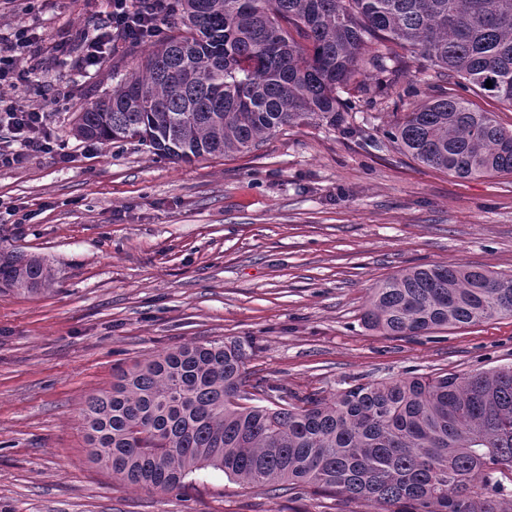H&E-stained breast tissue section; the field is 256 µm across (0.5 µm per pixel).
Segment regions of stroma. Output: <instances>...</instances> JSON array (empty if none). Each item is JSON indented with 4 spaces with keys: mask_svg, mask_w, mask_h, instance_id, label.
<instances>
[{
    "mask_svg": "<svg viewBox=\"0 0 512 512\" xmlns=\"http://www.w3.org/2000/svg\"><path fill=\"white\" fill-rule=\"evenodd\" d=\"M109 9L0 0V23L42 38L23 99L69 93L46 104L52 152L0 169V247L54 272L40 293L0 292V512H375L343 495H272L210 468L172 492L128 485L91 462L86 402L117 368L193 342L253 340L252 379L326 399L355 378L512 364L510 315L418 336L362 320L371 289L410 266L512 275V175L461 179L385 138L409 89L421 102L460 91L410 52L385 92L343 89L346 134L288 127L248 153L190 163L77 138V113L149 49L119 41L96 73L78 72L75 34Z\"/></svg>",
    "mask_w": 512,
    "mask_h": 512,
    "instance_id": "obj_1",
    "label": "stroma"
}]
</instances>
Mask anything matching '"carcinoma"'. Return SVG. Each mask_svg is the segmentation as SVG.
Here are the masks:
<instances>
[{"label":"carcinoma","instance_id":"1","mask_svg":"<svg viewBox=\"0 0 512 512\" xmlns=\"http://www.w3.org/2000/svg\"><path fill=\"white\" fill-rule=\"evenodd\" d=\"M169 34L83 108V139L137 140L191 162L245 153L285 127L345 123L340 89L395 44L464 89L512 105V0H167ZM492 87H486V81ZM459 178L512 175V129L463 96L402 113L385 132ZM46 260L0 247V285L36 293ZM512 316V276L412 267L372 289L362 320L416 336ZM250 344L182 345L121 370L88 398L95 464L168 492L203 468L246 485L342 494L376 512H512V366L355 383L331 400L252 382Z\"/></svg>","mask_w":512,"mask_h":512}]
</instances>
